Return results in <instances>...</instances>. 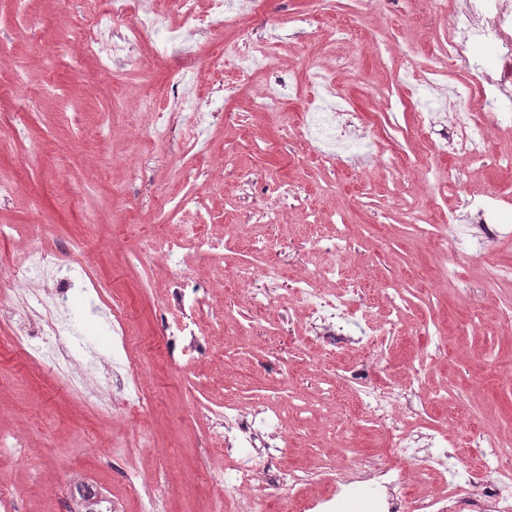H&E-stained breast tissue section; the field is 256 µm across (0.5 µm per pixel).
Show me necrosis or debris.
Returning <instances> with one entry per match:
<instances>
[{
    "label": "necrosis or debris",
    "instance_id": "1",
    "mask_svg": "<svg viewBox=\"0 0 512 512\" xmlns=\"http://www.w3.org/2000/svg\"><path fill=\"white\" fill-rule=\"evenodd\" d=\"M88 10L77 26L74 41L88 60H98L97 35L116 18L133 16L134 21L120 37L125 48L140 42L142 33L157 31L159 14L155 0H86ZM167 10L195 30L229 29L239 25L241 16L232 0H209L206 11H198V0H166ZM452 41L468 46L467 56H449V65L460 66L472 75L469 83L450 92L452 101L447 111H440L429 93L437 86L440 71L434 66H420L411 56L402 58V76L414 80L421 93L420 120L427 125L446 122L452 133L448 146L453 155L469 160L482 159L486 154L488 135L501 128L511 115L503 112L500 103L512 96V0H465L451 22ZM500 46L505 69L500 78L487 75L481 64V48L487 42ZM268 39L253 40L246 47L226 43L223 50L212 54L207 62H200L194 54H185L179 71L197 78L207 72L210 80L206 96L194 97L190 105L179 107L176 118L183 125L199 129L209 123L216 96L224 92V65L243 62L244 74L266 68L269 59ZM308 129L336 145L338 150L353 151L363 139L349 113L344 111L315 112L310 116ZM455 226L456 238L483 249L491 233L492 224L499 217L491 203L467 197L460 200L457 209L448 215ZM58 260L55 255L38 248L29 249L23 259L0 262V316L8 322L23 321L24 330L17 332L14 343L38 361L63 368L72 358V350L57 344L41 347L40 339L59 335L66 324L64 307L67 290L56 283ZM50 281L51 291L36 294L35 305L19 308L17 290L24 284ZM411 381L369 385L362 389V410L387 428L392 441L396 464L390 465L365 455L345 469L336 471L331 479L336 491L348 500L353 512H445L444 501L416 495L414 489L427 478L437 474L455 475L456 462L452 453L434 454L418 448L413 431L407 430L397 412L399 401L415 394L422 368H415ZM377 482L384 490L379 499H368L358 494L356 486L364 480Z\"/></svg>",
    "mask_w": 512,
    "mask_h": 512
}]
</instances>
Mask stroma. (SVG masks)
Segmentation results:
<instances>
[{
    "label": "stroma",
    "instance_id": "stroma-1",
    "mask_svg": "<svg viewBox=\"0 0 512 512\" xmlns=\"http://www.w3.org/2000/svg\"><path fill=\"white\" fill-rule=\"evenodd\" d=\"M431 11L429 0H259L245 29L194 34L176 18L174 48L163 57L146 33L129 61L99 75L78 48L67 47L82 0H0V181L18 191L0 201V256L21 257L31 245L69 265L73 242L82 245L83 271H71L67 318L79 336L81 360L108 363L115 375L128 365L145 374L148 405L131 419L114 407L104 373L64 388L61 371L27 357L12 342L14 328L0 324V431L21 434V454L0 460V485L13 488L9 512H74L84 493L109 499L112 512H220L229 488L215 484L247 455L222 441L225 406L277 414V432L290 451L275 463L257 458L269 473L297 467L310 475L299 492L273 482L246 488L274 512H302L309 499L330 497V468L351 456L391 457L385 430L364 420L356 382L405 380L421 359L429 366L418 396L404 402L403 422L420 432L445 428L457 444L461 494L482 492L489 482L478 460L476 437L512 432V326L501 309L512 304V280L489 282L484 257L467 243L440 245L436 224L461 196L495 192L504 219L487 242L489 256L512 265V170L499 156L512 153V129L492 131L484 162L452 160L437 150L448 129L420 131L417 92L399 82L401 52L445 69L434 92L447 102L465 75L448 65L440 47L454 10L447 0ZM313 21L300 29L296 19ZM346 25L349 37L337 33ZM275 36L269 66L242 76L225 65L235 93L219 120L201 131L204 150L192 170L179 166V139L149 138L157 108L173 111L183 86L173 75L181 55L199 58L227 41ZM334 78L355 112L372 151L394 155V172L370 159L333 154L310 135L304 117L335 107L333 98L307 84L308 71ZM300 84V98L278 113L251 108L255 91L273 80ZM105 159L107 177L95 173ZM429 163L438 188L424 192L410 180L415 162ZM195 204L169 212L161 200L173 190ZM199 226L222 240L210 254L185 243L178 262L134 259L160 236ZM344 227L349 248L340 276L316 280L327 296L362 283L354 296L366 320L354 321L352 339L329 346L314 335L311 319L293 294L296 279L331 261L322 243ZM273 240L270 250L257 242ZM467 286L442 279L449 263ZM277 266L278 279L256 278L252 288L274 305L262 310L243 299L234 273L240 267ZM206 291L207 307L223 309L222 327L198 314L194 351L166 328L182 312L170 302L173 282ZM399 288L389 303L384 291ZM122 309L125 346L115 349L109 305ZM403 324L381 347L360 334L382 326L392 309ZM437 324L436 334L422 329ZM99 398L87 401L85 391Z\"/></svg>",
    "mask_w": 512,
    "mask_h": 512
}]
</instances>
